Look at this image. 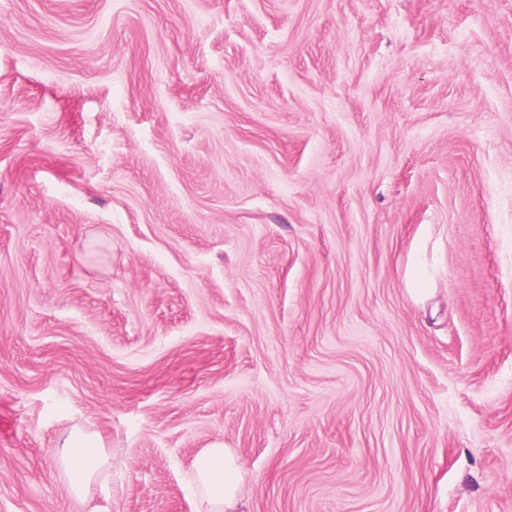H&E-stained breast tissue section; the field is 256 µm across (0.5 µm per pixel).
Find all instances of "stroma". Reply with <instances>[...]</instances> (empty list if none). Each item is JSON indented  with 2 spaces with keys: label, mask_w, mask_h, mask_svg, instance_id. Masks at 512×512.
<instances>
[{
  "label": "stroma",
  "mask_w": 512,
  "mask_h": 512,
  "mask_svg": "<svg viewBox=\"0 0 512 512\" xmlns=\"http://www.w3.org/2000/svg\"><path fill=\"white\" fill-rule=\"evenodd\" d=\"M215 442L245 512H512V0H0V512ZM420 252V247H417L415 249V259L406 277V286L409 294L414 299L424 301L428 297L431 288H427L430 278L425 265L420 260ZM57 447L70 490L75 495L83 494L109 462L102 438L81 428H73L59 441Z\"/></svg>",
  "instance_id": "1"
}]
</instances>
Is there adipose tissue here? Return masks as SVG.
Wrapping results in <instances>:
<instances>
[{
    "label": "adipose tissue",
    "mask_w": 512,
    "mask_h": 512,
    "mask_svg": "<svg viewBox=\"0 0 512 512\" xmlns=\"http://www.w3.org/2000/svg\"><path fill=\"white\" fill-rule=\"evenodd\" d=\"M57 454L65 467L72 493L83 494L108 465L102 438L80 428L58 443ZM190 486L197 499L196 512H239L243 468L238 456L216 442L195 456Z\"/></svg>",
    "instance_id": "ef3b65f1"
}]
</instances>
